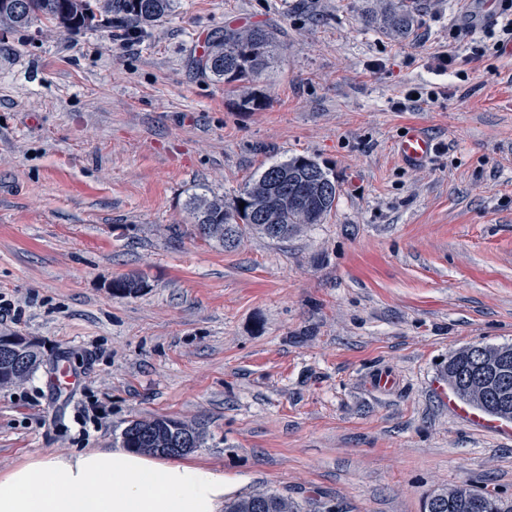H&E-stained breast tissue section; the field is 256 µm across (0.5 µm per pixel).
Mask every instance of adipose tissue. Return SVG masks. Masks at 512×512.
Returning <instances> with one entry per match:
<instances>
[{"instance_id": "obj_1", "label": "adipose tissue", "mask_w": 512, "mask_h": 512, "mask_svg": "<svg viewBox=\"0 0 512 512\" xmlns=\"http://www.w3.org/2000/svg\"><path fill=\"white\" fill-rule=\"evenodd\" d=\"M224 472L124 448L30 457L0 473V512H222Z\"/></svg>"}]
</instances>
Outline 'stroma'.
<instances>
[{"label": "stroma", "instance_id": "35a3bbf8", "mask_svg": "<svg viewBox=\"0 0 512 512\" xmlns=\"http://www.w3.org/2000/svg\"><path fill=\"white\" fill-rule=\"evenodd\" d=\"M418 2L401 36L364 23L376 0H178L129 46L0 31V332L43 356L0 388V472L167 415L199 428L192 456L228 491L299 512H424L457 486L512 503V423L459 415L442 374L512 344V58L442 66L477 5ZM243 24L285 47L255 106L195 68ZM414 127L435 151L409 167L394 144ZM295 155L337 182L324 223L196 235L189 195L233 206ZM128 274L141 292L113 294Z\"/></svg>", "mask_w": 512, "mask_h": 512}]
</instances>
